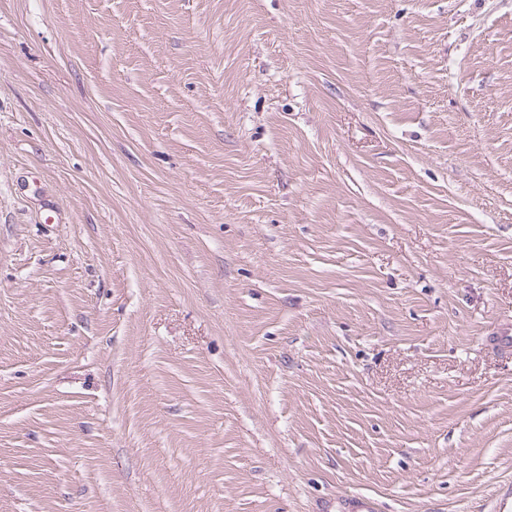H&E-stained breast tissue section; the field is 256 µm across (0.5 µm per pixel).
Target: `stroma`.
Segmentation results:
<instances>
[{"label": "stroma", "instance_id": "stroma-1", "mask_svg": "<svg viewBox=\"0 0 512 512\" xmlns=\"http://www.w3.org/2000/svg\"><path fill=\"white\" fill-rule=\"evenodd\" d=\"M506 328L512 0H0V512H488Z\"/></svg>", "mask_w": 512, "mask_h": 512}]
</instances>
